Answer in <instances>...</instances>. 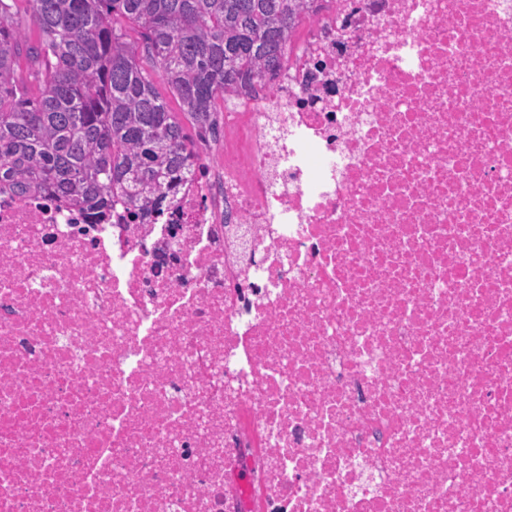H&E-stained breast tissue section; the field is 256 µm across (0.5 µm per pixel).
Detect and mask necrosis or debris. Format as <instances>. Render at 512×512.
Listing matches in <instances>:
<instances>
[{
	"mask_svg": "<svg viewBox=\"0 0 512 512\" xmlns=\"http://www.w3.org/2000/svg\"><path fill=\"white\" fill-rule=\"evenodd\" d=\"M162 215L0 189V512H512V0H318Z\"/></svg>",
	"mask_w": 512,
	"mask_h": 512,
	"instance_id": "1",
	"label": "necrosis or debris"
}]
</instances>
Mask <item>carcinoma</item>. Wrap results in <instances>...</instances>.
Segmentation results:
<instances>
[{
  "mask_svg": "<svg viewBox=\"0 0 512 512\" xmlns=\"http://www.w3.org/2000/svg\"><path fill=\"white\" fill-rule=\"evenodd\" d=\"M16 2L0 0V187L99 218L117 199L146 212L170 202L193 157L183 120L217 137L216 100L284 67L313 0H27L35 42Z\"/></svg>",
  "mask_w": 512,
  "mask_h": 512,
  "instance_id": "obj_1",
  "label": "carcinoma"
}]
</instances>
